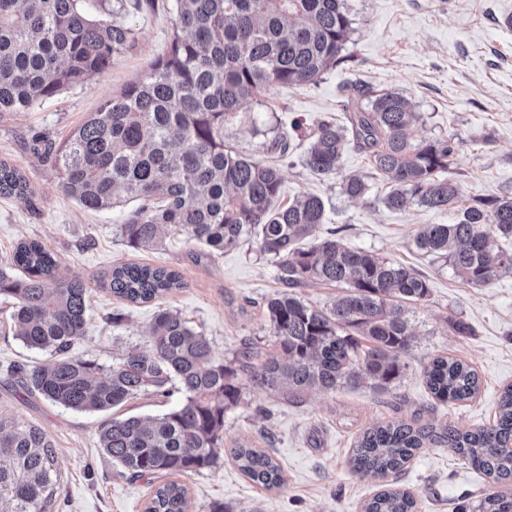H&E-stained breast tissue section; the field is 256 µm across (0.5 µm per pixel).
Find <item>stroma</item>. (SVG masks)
<instances>
[{
  "instance_id": "stroma-1",
  "label": "stroma",
  "mask_w": 512,
  "mask_h": 512,
  "mask_svg": "<svg viewBox=\"0 0 512 512\" xmlns=\"http://www.w3.org/2000/svg\"><path fill=\"white\" fill-rule=\"evenodd\" d=\"M172 0L126 17L136 39L112 58L101 74L62 91L26 112L0 118V160L27 177L30 201L0 197V263L24 239L42 242L61 274L83 280L89 292L87 333L74 355L112 364L128 350L147 349L148 332L159 310L181 314L210 342L219 362L232 360L245 346L261 358L277 355L264 302L284 286L278 270L259 247L256 234L224 252L203 248L176 230L159 247L139 250L120 231L131 208L119 205L87 211L60 188L59 171L33 152L35 140L63 142L100 104L142 77L162 55L173 34ZM351 35L347 62L318 83L277 86L242 105L224 126V143L255 160L280 166V201L303 193L320 195L326 222L316 236L336 231L344 244L415 268L430 283L423 301L407 309L415 339L400 356L402 375L389 388L347 384L336 391H310L289 400L261 386L256 370L240 373L239 404L224 415V446L215 467L178 476L191 512H364L383 488L381 481L356 473L350 462L356 437L365 429L394 421L448 424L463 430L492 423L500 395L512 384V272L489 285L471 287L443 261L419 251L414 236L424 224L453 223L456 213L418 205L393 211L388 187L367 152L349 149L340 174L317 177L304 164L310 135L321 121L345 122L358 101L356 84L403 95L419 112L412 142L455 136L459 148L450 173L460 189L459 204L477 197L512 195V0H347ZM300 119L301 129L291 127ZM285 135L286 155L265 151L255 128ZM356 174L368 185L358 200L342 191V176ZM124 263L178 270L183 288L147 303H133L109 290L113 266ZM12 302L0 296V414L43 429L54 443L60 493L54 512H143L160 480L130 478L101 450L98 440L105 412H78L22 393L11 366L45 363V352L28 349L13 334ZM120 323H113V315ZM463 319L472 335L450 328ZM470 365L479 376L471 401L443 404L429 392L424 371L438 357ZM270 454L282 467L284 483L267 490L246 477L233 458L238 446ZM396 487L410 491L416 512H457L491 487L486 476L448 449H421L404 467Z\"/></svg>"
}]
</instances>
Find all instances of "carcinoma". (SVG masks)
<instances>
[{
	"mask_svg": "<svg viewBox=\"0 0 512 512\" xmlns=\"http://www.w3.org/2000/svg\"><path fill=\"white\" fill-rule=\"evenodd\" d=\"M116 10L91 18L83 0H0V117L26 112L106 70L112 56L135 40L117 20L154 7V0H117ZM174 30L166 52L147 73L104 100L61 145L36 146L60 171L64 194L87 210L114 206L122 192L136 203L122 233L134 248L161 243L173 227L214 250L259 236L260 250L275 260L290 291L264 303L279 353L261 365L259 383L297 397L307 389L334 392L364 382L387 388L401 375L399 353L413 334L407 306L429 295L414 269L375 253L349 248L336 232L304 246L324 223L315 194L279 203L282 175L224 146V123L241 106L274 86L317 83L343 63L351 32L345 0H173ZM367 100L340 125L322 121L311 134L305 165L315 175H335L350 147L369 154L388 184L387 207L408 204L448 210L459 202L448 177L455 137L414 144L409 129L420 119L408 101L389 90L362 85ZM342 191L362 198L367 185L344 176ZM27 178L0 160V196L27 201ZM512 237V197L477 198L452 224H424L416 247L448 262L471 287L512 271V251L492 242L489 228ZM310 282L345 289L328 308L305 303L292 289ZM184 286L179 272L126 263L112 269L110 290L131 302H148ZM0 295L13 300L14 333L50 355L30 369L18 365L28 395L77 411H105L141 394H170L176 380L184 399L151 419L130 416L102 425L100 448L133 477L175 476L217 465L224 444V414L241 400L238 372L252 368L258 351L248 346L227 364L214 360L209 340L183 317L163 310L150 331V347L100 364L70 354L86 333L88 290L83 280L61 277L53 254L35 240L19 243L0 264ZM443 403L472 400L477 372L438 357L424 373ZM445 447L492 479L491 489L461 512H512V385L492 424L469 430L403 421L372 426L358 437L353 468L382 479L397 473L422 448ZM240 470L254 483L283 484L280 466L264 451L235 448ZM60 491L54 445L41 428L0 416V512H52ZM187 489L176 481L155 488L144 512H187ZM364 512H415L405 490L387 488Z\"/></svg>",
	"mask_w": 512,
	"mask_h": 512,
	"instance_id": "cac0c4a2",
	"label": "carcinoma"
}]
</instances>
